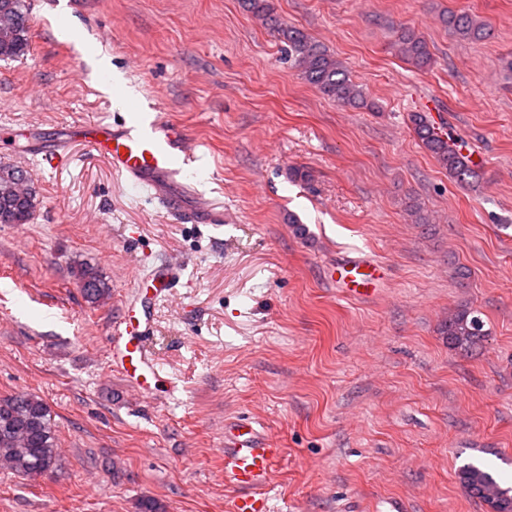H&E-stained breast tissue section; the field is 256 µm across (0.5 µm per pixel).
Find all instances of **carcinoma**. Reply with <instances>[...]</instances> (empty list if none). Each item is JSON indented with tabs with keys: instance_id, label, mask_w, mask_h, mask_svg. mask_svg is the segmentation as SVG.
<instances>
[{
	"instance_id": "1",
	"label": "carcinoma",
	"mask_w": 512,
	"mask_h": 512,
	"mask_svg": "<svg viewBox=\"0 0 512 512\" xmlns=\"http://www.w3.org/2000/svg\"><path fill=\"white\" fill-rule=\"evenodd\" d=\"M254 16L269 23L285 44L288 61L302 79L322 96L346 105L373 109L362 86L348 75L344 65L324 46L303 30L281 23L273 15L270 0H243ZM13 16L11 26L0 29V59L19 58L28 51L29 19L24 0H0V10ZM448 28L467 40H481L487 27L465 12H450L443 17ZM396 52L413 66L424 69L432 56L426 41L412 30L403 31L394 44ZM414 136L422 147L448 172V177L468 186L479 177L477 164L463 150L462 141L446 133L424 112L409 118ZM22 171L0 165V224H26L36 207V195L20 202L11 198L10 189ZM78 283L88 299L100 302L111 296L112 289L87 262L79 264ZM448 347L467 355L482 346L487 330L476 311L463 308L448 314L443 326ZM27 477H36L57 466L56 423L47 404L39 397L26 394L0 398V459ZM459 479L468 493L481 500L494 498L512 504V487L503 486L481 463H468L459 469Z\"/></svg>"
}]
</instances>
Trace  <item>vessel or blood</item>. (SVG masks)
Instances as JSON below:
<instances>
[{
  "label": "vessel or blood",
  "instance_id": "vessel-or-blood-1",
  "mask_svg": "<svg viewBox=\"0 0 512 512\" xmlns=\"http://www.w3.org/2000/svg\"><path fill=\"white\" fill-rule=\"evenodd\" d=\"M54 140L35 143L33 155L39 165L57 166L69 147L81 144L104 159L129 187L148 190L157 209L184 224L224 222L222 204L204 198L189 183L187 174L195 151L183 127L158 112H137L121 122L89 121L65 124ZM385 268L369 257L348 254L328 270L337 287L356 295L379 288ZM179 266H159L148 278L151 296L127 304L122 326L109 337L106 353L133 388L150 393L159 372L145 351L153 321L154 296L169 292L180 279ZM282 455L257 422L240 419L224 428V480L238 489L230 512H269L262 485Z\"/></svg>",
  "mask_w": 512,
  "mask_h": 512
}]
</instances>
